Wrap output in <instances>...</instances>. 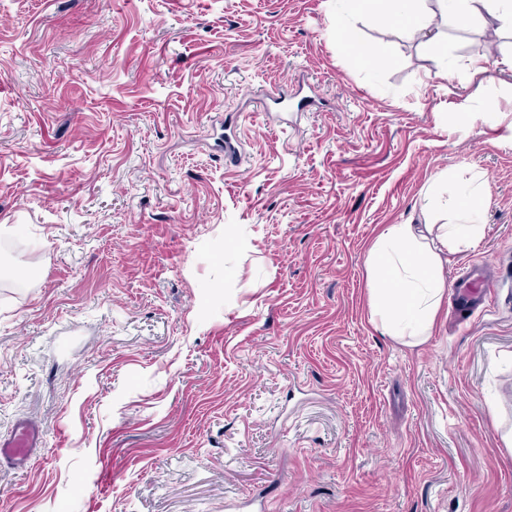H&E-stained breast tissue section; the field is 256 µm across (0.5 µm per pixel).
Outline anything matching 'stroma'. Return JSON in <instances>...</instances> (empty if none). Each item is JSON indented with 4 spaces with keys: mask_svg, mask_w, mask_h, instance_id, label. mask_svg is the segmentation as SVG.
<instances>
[{
    "mask_svg": "<svg viewBox=\"0 0 512 512\" xmlns=\"http://www.w3.org/2000/svg\"><path fill=\"white\" fill-rule=\"evenodd\" d=\"M436 30L0 0V439L46 431L0 512H512V31ZM272 91L314 103L272 122ZM442 173L483 176L485 232L409 346L369 321L368 249ZM475 261L494 285L459 326Z\"/></svg>",
    "mask_w": 512,
    "mask_h": 512,
    "instance_id": "obj_1",
    "label": "stroma"
}]
</instances>
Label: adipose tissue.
<instances>
[{
	"instance_id": "1",
	"label": "adipose tissue",
	"mask_w": 512,
	"mask_h": 512,
	"mask_svg": "<svg viewBox=\"0 0 512 512\" xmlns=\"http://www.w3.org/2000/svg\"><path fill=\"white\" fill-rule=\"evenodd\" d=\"M422 0H347L353 14H390L409 34L430 35L431 17H418ZM444 16L471 15L512 29V0H437ZM441 221L392 224L372 243L367 261L370 320L386 335L416 345L435 327L442 309L449 255L477 243L487 206L481 177L455 182Z\"/></svg>"
}]
</instances>
